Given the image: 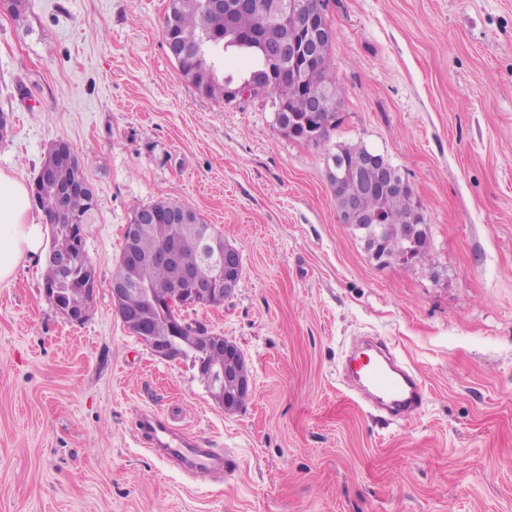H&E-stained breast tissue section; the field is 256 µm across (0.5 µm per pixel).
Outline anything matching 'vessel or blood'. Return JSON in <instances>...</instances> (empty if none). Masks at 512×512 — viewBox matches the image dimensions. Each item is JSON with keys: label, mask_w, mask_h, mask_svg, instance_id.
I'll use <instances>...</instances> for the list:
<instances>
[{"label": "vessel or blood", "mask_w": 512, "mask_h": 512, "mask_svg": "<svg viewBox=\"0 0 512 512\" xmlns=\"http://www.w3.org/2000/svg\"><path fill=\"white\" fill-rule=\"evenodd\" d=\"M363 381L358 395L374 411L399 419L419 410L424 387L411 370L397 363L389 352L379 351L369 359H356ZM136 431L144 447L160 450L164 459L181 464L184 471L231 475L233 460L228 453L211 448L195 438L177 434L160 412L139 413Z\"/></svg>", "instance_id": "vessel-or-blood-1"}]
</instances>
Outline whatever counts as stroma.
<instances>
[{"label": "stroma", "instance_id": "obj_1", "mask_svg": "<svg viewBox=\"0 0 512 512\" xmlns=\"http://www.w3.org/2000/svg\"><path fill=\"white\" fill-rule=\"evenodd\" d=\"M167 5L0 7V171L32 183L64 139L96 197L84 322L45 299L44 258L0 283V512H512V0H324L343 86L330 141L385 154L431 229L426 260L389 266L339 223L323 150L280 134L264 100L182 79ZM156 201L241 253L235 293L197 314L251 369L235 411L112 308L131 208ZM361 337L419 375L417 414L377 419L343 380ZM148 407L235 472L190 477L143 448Z\"/></svg>", "mask_w": 512, "mask_h": 512}]
</instances>
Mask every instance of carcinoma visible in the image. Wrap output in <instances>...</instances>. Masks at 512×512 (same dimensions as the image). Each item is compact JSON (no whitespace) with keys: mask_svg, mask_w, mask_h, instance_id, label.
<instances>
[{"mask_svg":"<svg viewBox=\"0 0 512 512\" xmlns=\"http://www.w3.org/2000/svg\"><path fill=\"white\" fill-rule=\"evenodd\" d=\"M205 0H169L163 32L173 31L184 44H195L205 30L213 28L219 41L205 45L202 52L178 64L181 76L197 89H205V96L215 102H224V87L243 82H254L251 94L270 103L274 112L275 128L283 135L306 142L316 148L326 149L325 164L328 181L336 206L344 202L343 194L354 173L374 190L364 193L359 199L362 218L352 228L364 240L366 246L380 248L383 264L426 258L430 246L429 224L423 207L415 194L410 192L388 193L383 191L387 181L380 170L387 168L394 178H399L398 169L382 154L364 144L344 145L333 150L327 147L330 134L338 124L336 102L340 99L341 87L330 64V49L335 33L324 31L314 51L304 40L297 42L296 55L286 61L274 62L266 53L267 47H284L300 24V19L288 18V23L270 16L268 6L274 0H224V13L212 14L205 9ZM313 55L312 73L302 81L290 77L298 59ZM315 102L323 104V111L309 112ZM54 170V181L31 195L36 207L43 211L47 223L56 224L59 211V197L56 185L63 184L76 176V172L60 167L52 154H47L41 164ZM71 212L89 217L93 210L92 198L74 195L69 199ZM185 205L172 201H159L133 207L131 217L145 211H153L155 218L151 231L137 241V249L149 254L177 243L180 229L168 220V214L179 211ZM380 213L384 223L374 224L370 216ZM418 228L411 236V226ZM51 251L55 254H73L78 263L68 275L53 260H46L43 284L52 286L68 279L74 287L94 269L82 247V238H76L63 229H56L52 235ZM126 249H121L117 272L122 274L133 287L148 281L152 284H166L173 278L171 270L154 267L149 270L125 261ZM125 308L133 315L143 317L149 332L158 336L169 335L168 324L173 316L158 311L146 302L139 292L131 293Z\"/></svg>","mask_w":512,"mask_h":512,"instance_id":"cac0c4a2","label":"carcinoma"}]
</instances>
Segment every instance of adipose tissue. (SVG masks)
Returning <instances> with one entry per match:
<instances>
[{"instance_id":"1","label":"adipose tissue","mask_w":512,"mask_h":512,"mask_svg":"<svg viewBox=\"0 0 512 512\" xmlns=\"http://www.w3.org/2000/svg\"><path fill=\"white\" fill-rule=\"evenodd\" d=\"M45 228L29 215L25 182L0 172V282L11 279L22 261L37 258Z\"/></svg>"}]
</instances>
